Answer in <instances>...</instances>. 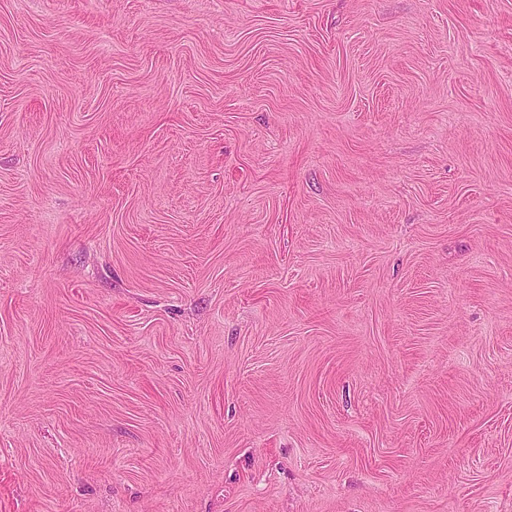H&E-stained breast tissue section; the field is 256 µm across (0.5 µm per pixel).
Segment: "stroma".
I'll return each instance as SVG.
<instances>
[{"instance_id":"1","label":"stroma","mask_w":512,"mask_h":512,"mask_svg":"<svg viewBox=\"0 0 512 512\" xmlns=\"http://www.w3.org/2000/svg\"><path fill=\"white\" fill-rule=\"evenodd\" d=\"M0 512H512V0H0Z\"/></svg>"}]
</instances>
